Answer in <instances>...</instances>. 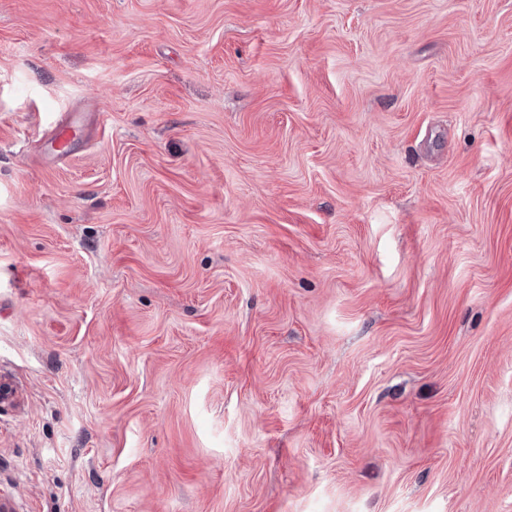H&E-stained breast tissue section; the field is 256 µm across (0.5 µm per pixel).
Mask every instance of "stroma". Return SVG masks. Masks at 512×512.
<instances>
[{
    "label": "stroma",
    "instance_id": "1",
    "mask_svg": "<svg viewBox=\"0 0 512 512\" xmlns=\"http://www.w3.org/2000/svg\"><path fill=\"white\" fill-rule=\"evenodd\" d=\"M0 379L11 512H512V0H0ZM85 127L77 116L58 123L44 142V153L53 161L66 158L72 154L70 147L79 139H83Z\"/></svg>",
    "mask_w": 512,
    "mask_h": 512
}]
</instances>
